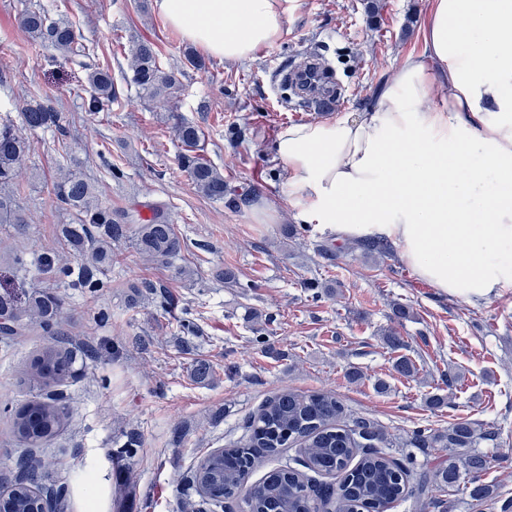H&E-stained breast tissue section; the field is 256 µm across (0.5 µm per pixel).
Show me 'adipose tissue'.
Listing matches in <instances>:
<instances>
[{"label":"adipose tissue","mask_w":512,"mask_h":512,"mask_svg":"<svg viewBox=\"0 0 512 512\" xmlns=\"http://www.w3.org/2000/svg\"><path fill=\"white\" fill-rule=\"evenodd\" d=\"M210 58L254 59L297 0H154ZM423 48L365 110L280 130L276 152L302 217L376 238L442 294L512 290V0H428Z\"/></svg>","instance_id":"1"}]
</instances>
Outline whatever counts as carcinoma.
<instances>
[{
	"mask_svg": "<svg viewBox=\"0 0 512 512\" xmlns=\"http://www.w3.org/2000/svg\"><path fill=\"white\" fill-rule=\"evenodd\" d=\"M19 26L38 48H52L69 55L79 65L88 57V47L76 33L72 21L55 17L44 6L27 7L19 13ZM131 83L148 98L174 94L180 88L176 74L167 71L158 61L151 43L137 42L131 51ZM90 99L89 110L97 111L119 101L107 68H95L87 73ZM19 119L30 131L59 127L60 113L47 98L34 97L22 108ZM172 122L181 146L180 166L186 171L199 192L215 200L227 197L224 174L199 154L203 137L199 126L186 121L177 112L167 116ZM26 151V143L14 132L12 118L0 121V223L24 224L23 209L16 201L11 187L15 184L17 168ZM51 194L66 209L77 215V222L62 228V242L81 261L83 270L74 288H98L102 283L101 270L112 264V242L130 238L137 250L155 261L171 266L181 257L183 240L167 212L151 208L148 219L112 211V207L93 199L90 185L74 173H69L51 185ZM56 256L45 253L34 261L44 274L59 277L69 272L56 265ZM59 299L38 295L21 310L13 301L0 298V316L5 326L3 336L19 335L23 317L36 315L41 319L54 343L46 346L38 358L36 377L50 384L65 380L70 359L62 347L64 334L57 330L56 312ZM65 407L48 398L27 405L12 418L16 434L29 448H39L64 425ZM248 442L222 453H210L191 475L192 484L204 490L203 498L213 504L241 500L248 512H320L331 504L334 512H384L390 504L406 500L410 474L396 460L379 451L386 444L380 429L366 419L348 420L342 403L328 392L311 394L282 390L267 399L249 420ZM496 432L476 433L470 423L452 424L445 432H413L411 444L417 448H443L444 457H437L427 474L416 478L418 486L417 512H428L433 504L435 489L445 490L460 485L470 476L469 498L482 503L495 497L492 486L478 480L487 465L485 455L475 451L480 440H490ZM304 448L302 465L311 472L330 476L339 474L338 485H319L312 488L296 468L281 466L268 470L255 484L247 485V477L259 465L254 449L260 448L271 459L285 445ZM44 474L28 482L18 480L12 489L7 512H40L38 501L29 488L42 483Z\"/></svg>",
	"mask_w": 512,
	"mask_h": 512,
	"instance_id": "carcinoma-1",
	"label": "carcinoma"
}]
</instances>
